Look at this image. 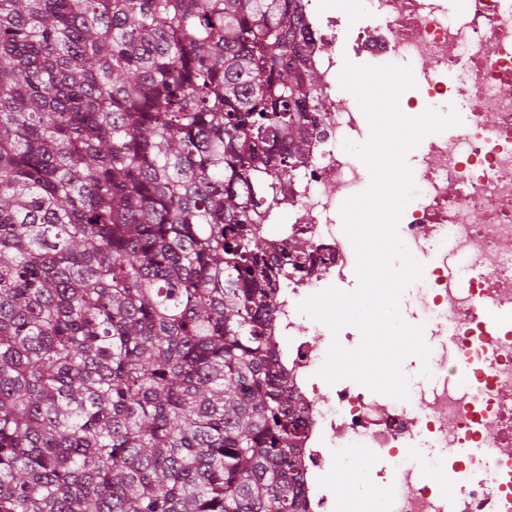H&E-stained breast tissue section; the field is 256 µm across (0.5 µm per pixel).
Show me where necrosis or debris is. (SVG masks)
I'll return each mask as SVG.
<instances>
[{
	"label": "necrosis or debris",
	"instance_id": "obj_1",
	"mask_svg": "<svg viewBox=\"0 0 512 512\" xmlns=\"http://www.w3.org/2000/svg\"><path fill=\"white\" fill-rule=\"evenodd\" d=\"M374 22L356 23L347 0L323 9L303 0L312 38L307 65L319 76L329 119L326 138L282 188L281 208L291 222L271 228L267 206L255 223L269 252L308 243L307 270L289 275L275 295L268 330L294 396L305 408L297 442L304 485L298 512H512V326H491L488 305L512 307V0H367ZM492 43L493 55L483 51ZM373 65L428 61L421 98L406 102L410 116L454 96L466 101L468 122L421 145L415 193L403 210L399 236L421 263L415 310L429 327V368L437 381L410 382L408 400L374 392L351 380L328 384L316 372L326 346L311 342L315 324H303L298 303L329 287L356 283L355 253L340 208L360 193L367 169L343 148L364 142L368 122L338 76L345 55ZM475 277H459L461 266ZM459 328L457 352L443 331ZM468 368V383L455 376ZM423 448H479L482 457L448 463L427 457L435 474L425 483L410 456ZM380 460L370 488L329 491L331 473L363 465L364 450ZM496 470V488L477 473Z\"/></svg>",
	"mask_w": 512,
	"mask_h": 512
}]
</instances>
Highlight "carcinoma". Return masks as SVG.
<instances>
[{"instance_id": "1", "label": "carcinoma", "mask_w": 512, "mask_h": 512, "mask_svg": "<svg viewBox=\"0 0 512 512\" xmlns=\"http://www.w3.org/2000/svg\"><path fill=\"white\" fill-rule=\"evenodd\" d=\"M300 0H0V512H296L277 201Z\"/></svg>"}]
</instances>
